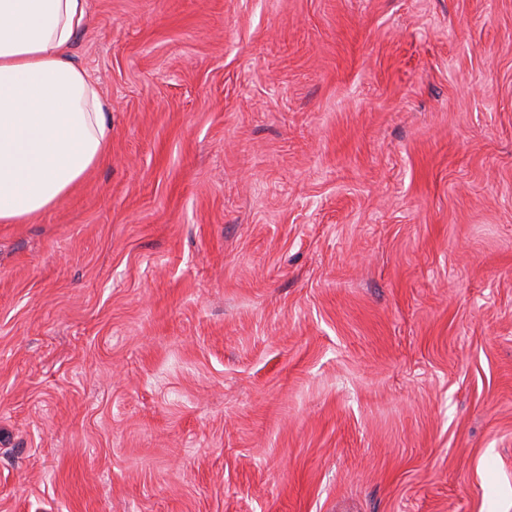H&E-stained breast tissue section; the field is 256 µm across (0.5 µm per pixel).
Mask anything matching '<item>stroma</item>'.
I'll return each instance as SVG.
<instances>
[{
	"label": "stroma",
	"instance_id": "obj_1",
	"mask_svg": "<svg viewBox=\"0 0 512 512\" xmlns=\"http://www.w3.org/2000/svg\"><path fill=\"white\" fill-rule=\"evenodd\" d=\"M111 151L0 223V512H512V0H88Z\"/></svg>",
	"mask_w": 512,
	"mask_h": 512
}]
</instances>
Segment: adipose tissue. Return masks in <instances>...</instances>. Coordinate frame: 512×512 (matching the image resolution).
<instances>
[{"label":"adipose tissue","mask_w":512,"mask_h":512,"mask_svg":"<svg viewBox=\"0 0 512 512\" xmlns=\"http://www.w3.org/2000/svg\"><path fill=\"white\" fill-rule=\"evenodd\" d=\"M87 0H0V223L49 210L108 156L97 87L70 58Z\"/></svg>","instance_id":"1"}]
</instances>
